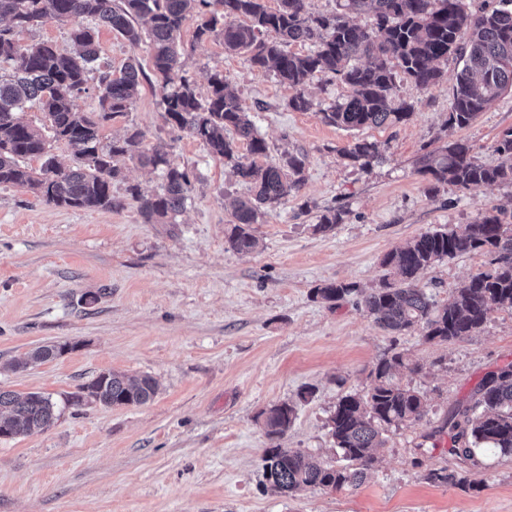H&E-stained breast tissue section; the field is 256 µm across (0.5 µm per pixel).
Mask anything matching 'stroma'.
<instances>
[{
    "instance_id": "stroma-1",
    "label": "stroma",
    "mask_w": 512,
    "mask_h": 512,
    "mask_svg": "<svg viewBox=\"0 0 512 512\" xmlns=\"http://www.w3.org/2000/svg\"><path fill=\"white\" fill-rule=\"evenodd\" d=\"M196 26V18L185 22L181 42L198 95L207 97L211 74L224 75L265 139L268 161L306 154L305 184L255 225L260 250H228V204L248 188L223 158L166 123L163 91L150 80L100 139L106 146L138 128L145 147L164 145L194 174L177 223H144L132 205L57 207L0 186V388L43 393L60 409L49 429L0 439V512H512V455L481 448L458 458L444 428L487 374L512 365V311L491 307L478 332L440 344L417 330L393 335L354 302L332 306L311 295L331 281L374 288L390 250L484 212L512 213V184L435 186L419 171L420 158L451 138L466 141L482 163L499 164L512 92L469 126L446 131L459 70L451 59L429 88L398 78V98L414 105L409 120L345 130L290 109L293 91L273 71L225 52L221 40L196 39ZM98 45L112 71L133 57L151 66L148 43L131 45L103 27ZM358 138L382 152L366 169L341 155ZM331 206L344 208L341 224L314 232L316 212ZM487 267V256L461 254L426 270L420 285L442 304ZM59 343L61 355L30 361L37 347ZM395 351L419 367L399 379L425 395L424 417L386 432L358 489L271 492L259 413L295 402L281 447L340 465L328 419L342 395L369 390L373 365ZM108 371L150 375L158 394L143 406L68 404ZM305 387L313 393L299 399ZM440 468L463 473L467 484L430 482L429 471Z\"/></svg>"
}]
</instances>
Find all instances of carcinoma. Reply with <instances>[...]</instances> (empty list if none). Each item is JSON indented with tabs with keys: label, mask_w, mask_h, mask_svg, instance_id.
Instances as JSON below:
<instances>
[{
	"label": "carcinoma",
	"mask_w": 512,
	"mask_h": 512,
	"mask_svg": "<svg viewBox=\"0 0 512 512\" xmlns=\"http://www.w3.org/2000/svg\"><path fill=\"white\" fill-rule=\"evenodd\" d=\"M475 15L462 8V0H343V12L315 15L307 0H279L268 9L263 0H0V65L11 74L0 75V186L28 188L45 203L77 209H120L124 202L112 194L124 180V159L163 172L160 192L145 195L139 187L127 188L147 224H174L189 199L191 181L186 169L159 147L143 146V134L130 128L124 137L101 145L104 123L125 115L133 106L145 72L131 58L120 75L99 77L96 112H79L74 100L86 90L91 64L99 58L98 31L78 25L70 36L75 51L60 52L51 42L21 47L20 31L92 18L136 46L142 39L139 21L149 25L151 62L157 83L164 90L165 119L172 126L201 141L215 156L224 158L249 196L236 201L228 248L237 253L259 249L252 225L288 197L306 180V156L288 153L284 160L259 165L237 160V141H245L256 157L267 156V144L255 129L249 113L228 89L224 76L211 75L210 95L199 98L195 82L184 70L180 32L188 16L197 14L196 37L220 38L228 51L245 53L252 65L272 68L280 82L294 90L288 106L297 112L317 110L321 120L345 130L395 125L413 114L414 106L396 99V77L402 73L417 87L427 89L441 79L435 66L454 55L463 62L453 88L446 127L464 128L487 105L512 90V0ZM369 11L371 28L350 22L346 13ZM275 33V38L267 34ZM315 43L307 55L288 50L293 43ZM368 59L365 65L354 60ZM318 72L331 73L348 85L351 94L341 103L323 107L305 93ZM37 101L48 121L46 130L22 120L26 103ZM234 132L236 138L226 137ZM64 141L75 149L77 162L63 165L49 153L48 140ZM503 161L487 166L471 155L461 140L447 143L424 155L421 172L438 183L476 190L512 183V130L497 142ZM343 157L365 168L379 158L378 146L365 139L354 141ZM41 160L39 168L27 164ZM343 212L328 209L317 216L313 229L332 231ZM477 252L489 257L491 269L479 272L452 289L448 302L439 304L419 288V275L445 259ZM382 265L389 276L369 293L351 283L328 282L314 289V297L335 305L348 297L385 330L401 334L419 329L428 342H447L479 330L490 306L512 311V222L494 214H481L456 228L428 231L406 245L386 253ZM69 345L37 348L32 359L47 361ZM417 366L395 352L377 361L372 384L364 395L347 394L328 420L334 447L344 464L336 467L300 449L281 448L276 441L291 428L296 407L282 402L260 413L265 435L272 445L264 449L266 480L272 492L293 493L301 488L353 490L362 485L376 461L375 449L383 447L391 427L413 424L425 415L424 395L397 381V371ZM158 384L150 375L132 378L118 372L99 374L71 398L105 406H140L151 402ZM58 418V407L38 392L19 395L0 389V423L9 437L39 433ZM450 452L470 459L483 446L512 454V365L488 375L478 387L473 404L448 415Z\"/></svg>",
	"instance_id": "carcinoma-1"
}]
</instances>
